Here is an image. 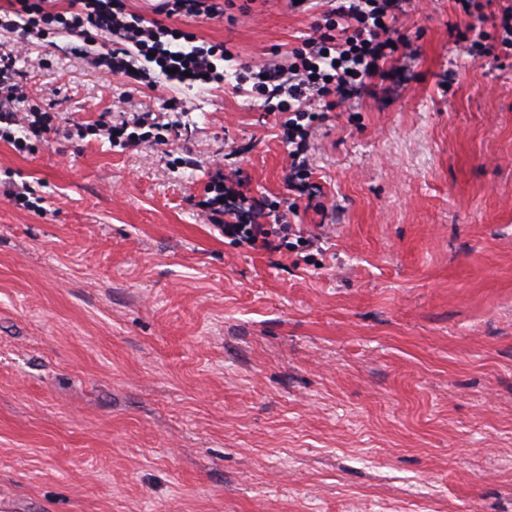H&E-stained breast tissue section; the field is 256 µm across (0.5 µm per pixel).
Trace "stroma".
Returning a JSON list of instances; mask_svg holds the SVG:
<instances>
[{"label":"stroma","instance_id":"1","mask_svg":"<svg viewBox=\"0 0 512 512\" xmlns=\"http://www.w3.org/2000/svg\"><path fill=\"white\" fill-rule=\"evenodd\" d=\"M231 2L169 20L234 53L221 86L105 75L97 32L17 59L54 130L0 141V512H512V44L472 59L463 0H411L409 55L314 130L293 215L282 118L230 86L312 17ZM167 99L166 145L94 131ZM219 172L314 247L225 238Z\"/></svg>","mask_w":512,"mask_h":512}]
</instances>
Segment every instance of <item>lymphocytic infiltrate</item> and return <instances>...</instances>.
<instances>
[{
  "mask_svg": "<svg viewBox=\"0 0 512 512\" xmlns=\"http://www.w3.org/2000/svg\"><path fill=\"white\" fill-rule=\"evenodd\" d=\"M13 10L0 12V32L14 34L15 42L0 53V141L15 151H29L26 138L13 129L25 125L27 136L50 132L51 118L30 111L18 116L13 103L25 94L14 72L17 54L27 48L30 31L47 25L56 35L86 36L96 29L107 36L100 59L108 73L127 75L134 68L128 53L136 48L150 59L166 79L186 87L220 84L224 74L219 62L233 60V53L221 44H197L194 35L161 22V15L214 19L223 16L220 0H161L158 17L145 21L129 16L125 0H74L69 13L46 12L40 0H16ZM403 0H298L297 10L317 8V16L300 47L288 53L283 62L260 63L243 68L237 76L235 92L263 100L268 111L287 113L285 123L288 147V185L301 192L310 183V138L315 123L330 112L370 88L375 80L391 76L390 64L396 53L409 46L399 25ZM162 125L153 110L134 113L132 120L119 125H100L99 130L112 146L143 143L166 144ZM212 195L204 205L211 223L222 226L225 237L254 249L280 251L288 244L305 250L312 247L308 237L296 235L290 224H256L250 216L261 213L257 201L242 198L244 217L229 222L224 218V179L216 177Z\"/></svg>",
  "mask_w": 512,
  "mask_h": 512,
  "instance_id": "lymphocytic-infiltrate-1",
  "label": "lymphocytic infiltrate"
}]
</instances>
